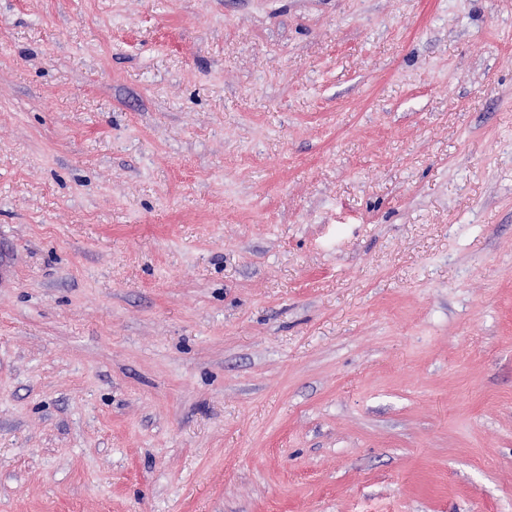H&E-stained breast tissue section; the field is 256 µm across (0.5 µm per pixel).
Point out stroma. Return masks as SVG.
I'll return each mask as SVG.
<instances>
[{"label":"stroma","mask_w":512,"mask_h":512,"mask_svg":"<svg viewBox=\"0 0 512 512\" xmlns=\"http://www.w3.org/2000/svg\"><path fill=\"white\" fill-rule=\"evenodd\" d=\"M0 512H512V0H0Z\"/></svg>","instance_id":"obj_1"}]
</instances>
